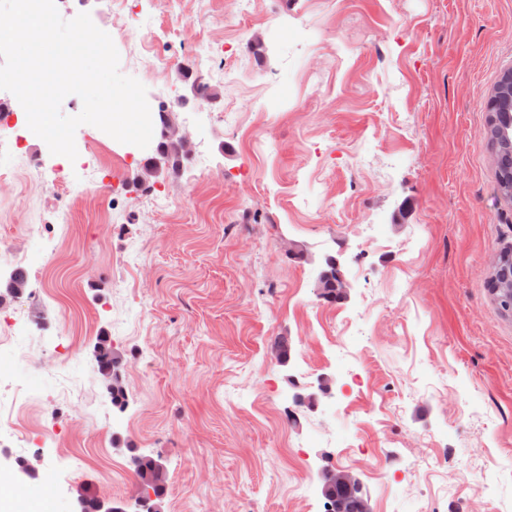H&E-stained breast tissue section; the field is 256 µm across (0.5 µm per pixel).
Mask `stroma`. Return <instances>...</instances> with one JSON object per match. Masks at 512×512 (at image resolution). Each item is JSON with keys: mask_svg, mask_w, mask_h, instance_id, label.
<instances>
[{"mask_svg": "<svg viewBox=\"0 0 512 512\" xmlns=\"http://www.w3.org/2000/svg\"><path fill=\"white\" fill-rule=\"evenodd\" d=\"M56 6L111 36L193 154L151 174L154 147L80 126L77 150L119 181L64 211L40 188L58 161L42 139L27 136L38 172L0 152V479L16 504L122 505L134 447L167 470L159 512H325L329 466L372 512H512V312L489 285L512 203L488 124L512 0ZM327 254L340 303L313 294ZM101 336L123 357L122 410ZM322 374L330 396L296 405ZM93 356L97 365L98 372H113L121 369L122 361L118 358L107 344V340L99 337L94 345Z\"/></svg>", "mask_w": 512, "mask_h": 512, "instance_id": "stroma-1", "label": "stroma"}]
</instances>
